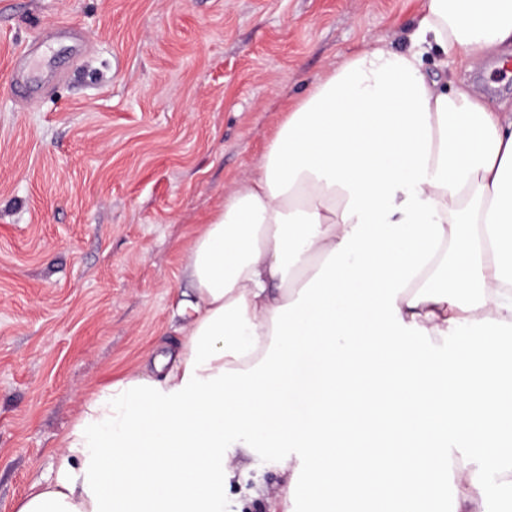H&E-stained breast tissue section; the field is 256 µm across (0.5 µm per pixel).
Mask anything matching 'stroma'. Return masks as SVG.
I'll use <instances>...</instances> for the list:
<instances>
[{
    "instance_id": "obj_1",
    "label": "stroma",
    "mask_w": 512,
    "mask_h": 512,
    "mask_svg": "<svg viewBox=\"0 0 512 512\" xmlns=\"http://www.w3.org/2000/svg\"><path fill=\"white\" fill-rule=\"evenodd\" d=\"M421 0H0V512L52 476L87 399L177 348L185 250L289 101L363 43L407 48ZM42 39L26 103L12 56ZM482 58L490 107L512 72ZM224 512H266L238 454Z\"/></svg>"
}]
</instances>
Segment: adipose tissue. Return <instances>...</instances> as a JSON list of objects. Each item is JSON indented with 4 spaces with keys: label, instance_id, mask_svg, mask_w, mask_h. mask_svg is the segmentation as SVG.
I'll list each match as a JSON object with an SVG mask.
<instances>
[{
    "label": "adipose tissue",
    "instance_id": "ef3b65f1",
    "mask_svg": "<svg viewBox=\"0 0 512 512\" xmlns=\"http://www.w3.org/2000/svg\"><path fill=\"white\" fill-rule=\"evenodd\" d=\"M509 45L512 0H423L290 102L185 251L180 349L15 512H224L258 448L289 451L267 512H512V109L422 67Z\"/></svg>",
    "mask_w": 512,
    "mask_h": 512
}]
</instances>
